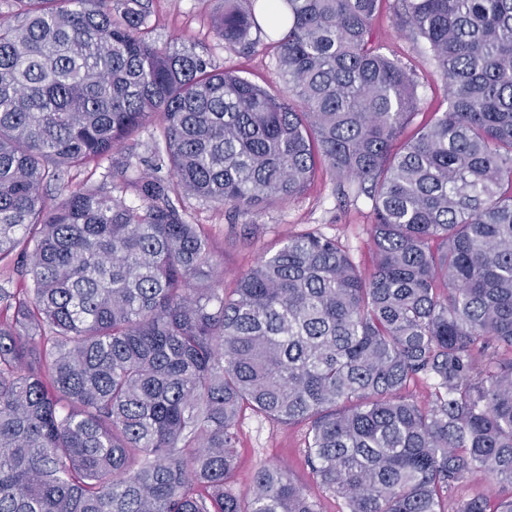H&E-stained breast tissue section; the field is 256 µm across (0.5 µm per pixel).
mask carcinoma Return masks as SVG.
Returning <instances> with one entry per match:
<instances>
[{"mask_svg":"<svg viewBox=\"0 0 512 512\" xmlns=\"http://www.w3.org/2000/svg\"><path fill=\"white\" fill-rule=\"evenodd\" d=\"M382 2L224 0L212 33L273 34L277 92L156 45L150 0L0 22V512H322L283 466L230 489L246 410L308 426L344 512H512L449 499L474 471L512 487V0H400L446 102L406 138L418 81ZM151 122L154 173L69 189ZM323 167L372 201V269L308 232L224 292L185 200L249 212Z\"/></svg>","mask_w":512,"mask_h":512,"instance_id":"cac0c4a2","label":"carcinoma"}]
</instances>
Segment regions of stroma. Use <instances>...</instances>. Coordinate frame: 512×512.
I'll return each instance as SVG.
<instances>
[{
    "label": "stroma",
    "instance_id": "35a3bbf8",
    "mask_svg": "<svg viewBox=\"0 0 512 512\" xmlns=\"http://www.w3.org/2000/svg\"><path fill=\"white\" fill-rule=\"evenodd\" d=\"M219 4L220 0H152L151 36L158 46L194 49L217 69L233 67L249 81L271 87L276 78V58L268 42H260L254 52L236 54L213 36L210 21ZM394 7V0H386L376 19V32L385 53L399 57L415 70L420 83L418 118L423 121L443 108L442 83L422 43L396 30ZM187 213L190 223L204 225L209 232L218 268L228 283L276 242L309 231L340 236L357 263L367 270L373 265L369 200L361 197L339 202L336 180L324 169L318 171L303 195L259 210L238 213L228 206L217 208L192 199ZM306 430L302 423L281 425L244 413L238 425V463L230 483L232 490L245 495L259 467L278 463L287 465L296 483L315 489L303 451Z\"/></svg>",
    "mask_w": 512,
    "mask_h": 512
}]
</instances>
